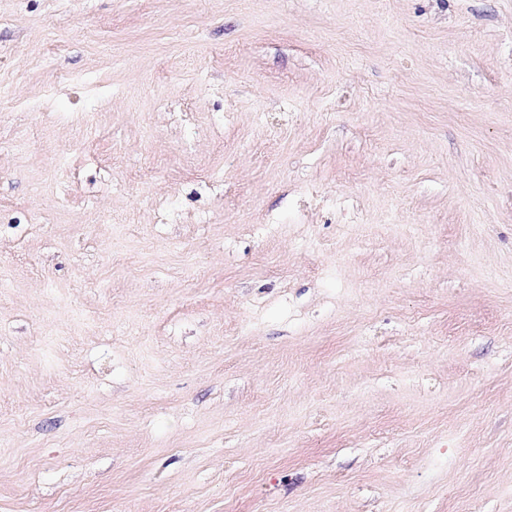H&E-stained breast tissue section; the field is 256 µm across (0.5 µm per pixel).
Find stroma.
<instances>
[{
  "label": "stroma",
  "mask_w": 512,
  "mask_h": 512,
  "mask_svg": "<svg viewBox=\"0 0 512 512\" xmlns=\"http://www.w3.org/2000/svg\"><path fill=\"white\" fill-rule=\"evenodd\" d=\"M512 512V0H0V512Z\"/></svg>",
  "instance_id": "35a3bbf8"
}]
</instances>
